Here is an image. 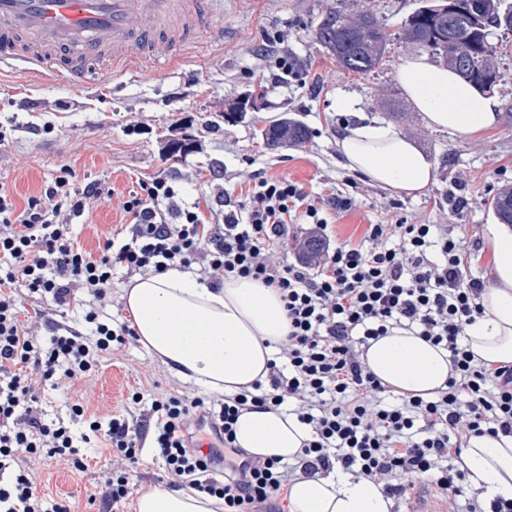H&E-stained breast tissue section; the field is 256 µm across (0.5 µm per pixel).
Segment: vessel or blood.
I'll use <instances>...</instances> for the list:
<instances>
[{
	"mask_svg": "<svg viewBox=\"0 0 512 512\" xmlns=\"http://www.w3.org/2000/svg\"><path fill=\"white\" fill-rule=\"evenodd\" d=\"M213 0H0V65L82 83L90 62L137 67L187 43Z\"/></svg>",
	"mask_w": 512,
	"mask_h": 512,
	"instance_id": "b4317fda",
	"label": "vessel or blood"
}]
</instances>
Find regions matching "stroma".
<instances>
[{"instance_id": "1", "label": "stroma", "mask_w": 512, "mask_h": 512, "mask_svg": "<svg viewBox=\"0 0 512 512\" xmlns=\"http://www.w3.org/2000/svg\"><path fill=\"white\" fill-rule=\"evenodd\" d=\"M350 0H216L209 27L181 59L160 58L141 71L104 68L84 84L66 74L37 81L15 70L0 72V189L17 209L30 196L70 170L74 186L89 181L118 195L137 192L143 181L167 173L177 177L183 206L214 203L217 195L239 205L246 197L251 170L284 176L319 199L332 193L349 197L347 209H323L332 243H359L368 225L398 215L410 224L449 223L448 197L469 199L456 230L471 253L470 273L484 277L479 259L481 231L492 216V200L512 185V55L503 57V80L494 88L501 117L498 125L474 137L428 128L396 81V72L416 50L394 41L380 69L365 75L346 72L313 36L327 8ZM287 34L285 49L294 76L275 81L276 57L264 49L270 36ZM263 87L265 106L230 122L226 114L240 98ZM416 140L435 164V181L421 196L399 197L345 169L336 152L337 131L358 116L387 118ZM290 118L308 130L301 145L268 148L262 130L274 119ZM133 121L145 133L127 129ZM128 219L103 198L71 227L75 241L97 253L106 237ZM215 399V392L180 379L156 356L135 343L112 352L99 370L69 393L37 385L47 419H68L69 407L81 403L99 416L126 418L149 408L154 398L171 392ZM141 402H133V393ZM83 473L57 458L31 459L28 467L38 487L52 500H67L78 512H98L97 472L122 462L103 442L86 448Z\"/></svg>"}]
</instances>
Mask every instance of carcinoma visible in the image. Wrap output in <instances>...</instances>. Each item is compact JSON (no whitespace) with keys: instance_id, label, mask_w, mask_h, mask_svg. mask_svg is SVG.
<instances>
[{"instance_id":"1","label":"carcinoma","mask_w":512,"mask_h":512,"mask_svg":"<svg viewBox=\"0 0 512 512\" xmlns=\"http://www.w3.org/2000/svg\"><path fill=\"white\" fill-rule=\"evenodd\" d=\"M506 11L512 12V0H428L406 20L403 37L479 87L507 54V45L487 46L483 41V34ZM315 38L343 69L366 74L383 64L390 34L370 10L358 6L327 10L315 27ZM263 137L275 148L304 143L308 131L298 122L281 119L269 124ZM493 206L501 221L512 224V186L496 195Z\"/></svg>"}]
</instances>
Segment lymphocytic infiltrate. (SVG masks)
I'll list each match as a JSON object with an SVG mask.
<instances>
[{"label":"lymphocytic infiltrate","instance_id":"f902f5d3","mask_svg":"<svg viewBox=\"0 0 512 512\" xmlns=\"http://www.w3.org/2000/svg\"><path fill=\"white\" fill-rule=\"evenodd\" d=\"M70 178L57 176L20 211L0 191V255L10 258L0 265V512H73L68 502L46 498L21 458L48 455L81 472V448L99 436L125 463L98 473L114 507L135 491L129 475L143 466L149 441L168 486L221 500L224 512H257L297 476L337 466L380 484L395 502L417 478L430 477L445 492L448 512H512V500H484L454 465L471 438H512V365L485 366L469 349L486 285L467 273V254L451 228L398 219L369 225L360 244L334 245L302 186L259 174L249 177L242 210L213 224L200 207L181 205L174 177L157 176L137 193L113 196V206L132 218L130 237L121 245L106 239L94 259L75 244L71 224L104 190L95 181L74 188ZM300 214L309 219L306 240L292 262L275 263L273 247L287 240L288 224ZM197 262L215 284L247 278L277 289L288 317L280 346L287 367L271 364L266 383L224 396L216 412L203 398L170 393L132 421H101L79 403L71 405L69 423L47 421L37 384L71 388L136 337L128 324L99 319L113 271L145 275ZM78 288L92 302L84 311L92 335L60 324L45 339L36 324L20 320L23 302L67 307ZM394 327L448 350L446 388L397 396L369 370V340ZM286 404L311 433L295 464L236 445L241 412Z\"/></svg>","mask_w":512,"mask_h":512}]
</instances>
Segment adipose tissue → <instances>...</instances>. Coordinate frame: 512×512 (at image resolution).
<instances>
[{"label":"adipose tissue","mask_w":512,"mask_h":512,"mask_svg":"<svg viewBox=\"0 0 512 512\" xmlns=\"http://www.w3.org/2000/svg\"><path fill=\"white\" fill-rule=\"evenodd\" d=\"M396 80L426 125L451 135L475 136L497 126L498 102L478 92L453 70L426 54L400 66ZM343 166L394 195L423 192L435 166L409 136L380 119H360L336 136ZM482 256L489 282L481 297L484 316L469 332L476 360L512 364V226L484 225ZM124 308L140 343L183 379L233 395L266 382L275 350L288 334L284 304L275 289L250 279L213 286L198 274L174 268L139 275L127 286ZM371 372L398 394L427 397L451 375L449 353L393 328L366 351ZM237 446L266 457L297 459L311 438L308 427L284 410L242 412L235 425ZM469 485L489 499H512V439H472L461 453ZM216 499L188 490L141 494L137 512H215ZM380 485L336 471L291 482L288 512H389Z\"/></svg>","instance_id":"obj_1"}]
</instances>
